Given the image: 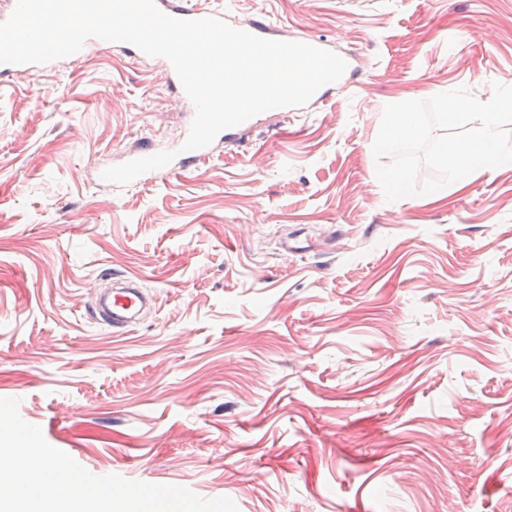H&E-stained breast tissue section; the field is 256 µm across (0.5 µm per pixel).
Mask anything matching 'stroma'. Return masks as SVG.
Here are the masks:
<instances>
[{
	"label": "stroma",
	"instance_id": "35a3bbf8",
	"mask_svg": "<svg viewBox=\"0 0 512 512\" xmlns=\"http://www.w3.org/2000/svg\"><path fill=\"white\" fill-rule=\"evenodd\" d=\"M195 2L363 82L120 191L106 168L187 128L162 64L0 84V397L93 475L239 512H512V163L390 202L372 153L387 104L512 84V0ZM106 274L156 311L102 327ZM230 25L235 28H238V29L246 30L252 34H255V35L265 38V39L282 40V41H296V42L309 44V45H312V46H315V47H318L321 49L330 50L328 48L327 44L322 39L315 38V37H308V38H305L300 41L299 40L283 39L277 33V30L275 29V27L271 26L270 24H265L263 22H259V21H250V22H245V23L238 22V23H234V24H230ZM330 51H332V50H330Z\"/></svg>",
	"mask_w": 512,
	"mask_h": 512
}]
</instances>
